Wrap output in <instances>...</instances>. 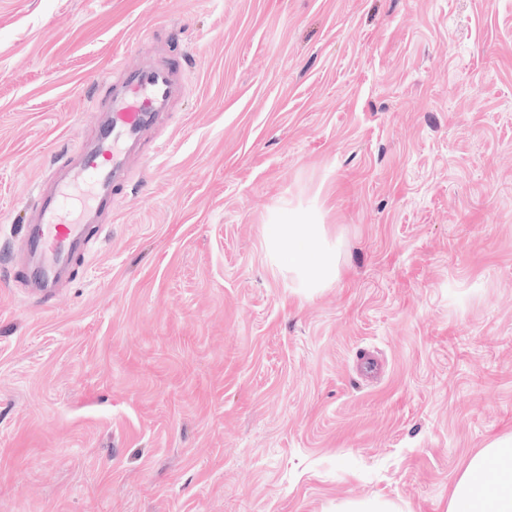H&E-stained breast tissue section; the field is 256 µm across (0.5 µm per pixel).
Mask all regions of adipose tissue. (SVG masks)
Returning a JSON list of instances; mask_svg holds the SVG:
<instances>
[{
	"mask_svg": "<svg viewBox=\"0 0 512 512\" xmlns=\"http://www.w3.org/2000/svg\"><path fill=\"white\" fill-rule=\"evenodd\" d=\"M265 256L277 271L287 272L297 293L310 296L339 276L338 244L330 240L314 215L292 207L276 209L266 226ZM494 479H486V471ZM448 512H512V434L473 455L455 481Z\"/></svg>",
	"mask_w": 512,
	"mask_h": 512,
	"instance_id": "ef3b65f1",
	"label": "adipose tissue"
}]
</instances>
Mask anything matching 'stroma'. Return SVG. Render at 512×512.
Instances as JSON below:
<instances>
[{
	"label": "stroma",
	"instance_id": "1",
	"mask_svg": "<svg viewBox=\"0 0 512 512\" xmlns=\"http://www.w3.org/2000/svg\"><path fill=\"white\" fill-rule=\"evenodd\" d=\"M181 84L53 300L37 185ZM312 208L339 278L264 253ZM380 364L364 378L363 356ZM512 433V0H0V512H447ZM316 223L314 215L288 204L274 211L265 230L267 261L288 272L293 288L305 297L331 286L339 276L338 241L330 240Z\"/></svg>",
	"mask_w": 512,
	"mask_h": 512
}]
</instances>
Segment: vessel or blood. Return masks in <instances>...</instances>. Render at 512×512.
Returning a JSON list of instances; mask_svg holds the SVG:
<instances>
[{"mask_svg": "<svg viewBox=\"0 0 512 512\" xmlns=\"http://www.w3.org/2000/svg\"><path fill=\"white\" fill-rule=\"evenodd\" d=\"M178 74V67L170 63L125 70L96 140L76 166L52 181L33 223L24 229V248L30 256L28 284L45 290L82 254L97 219L111 208L113 195L126 179L132 146L173 98Z\"/></svg>", "mask_w": 512, "mask_h": 512, "instance_id": "1", "label": "vessel or blood"}]
</instances>
